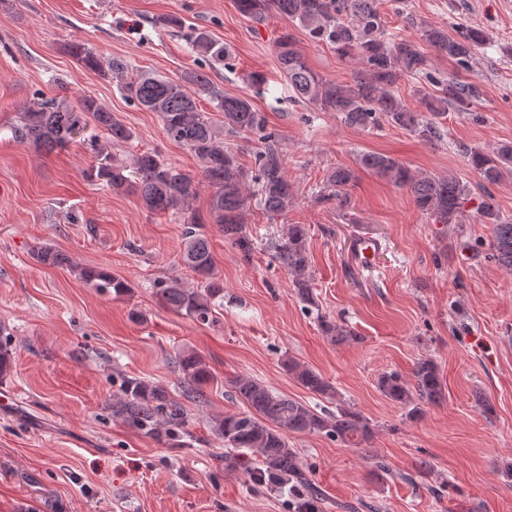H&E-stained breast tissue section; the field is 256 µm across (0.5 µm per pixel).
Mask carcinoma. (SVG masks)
Here are the masks:
<instances>
[{
    "label": "carcinoma",
    "mask_w": 512,
    "mask_h": 512,
    "mask_svg": "<svg viewBox=\"0 0 512 512\" xmlns=\"http://www.w3.org/2000/svg\"><path fill=\"white\" fill-rule=\"evenodd\" d=\"M397 9L405 13L407 24L418 27L435 56L446 59L460 70L469 67L478 48L486 41L485 32L476 27L448 29L426 25L408 10L406 0H396ZM235 9L248 21L264 25L280 18L303 29L312 41L324 44L340 59L356 63L352 81L340 82L315 71L297 47L291 34L285 33L275 42V54L281 74L295 98L322 112H337L344 122L362 130L379 127L387 121L414 134L423 141L443 137L440 119L448 111L470 112L480 101L479 86L459 75L432 71V57L415 42L393 37L387 29L378 0H233ZM157 23L179 33L209 61L229 64L230 54L224 43L191 27L175 15ZM67 52L90 71H103L102 56L80 41L67 45ZM112 77L133 104L154 112L160 118L167 138L187 148L197 158L201 177L191 176L166 162L156 152L134 156L132 176L126 168L114 163L107 144L128 142L133 130L97 98L85 96L80 111H59L53 99L39 98L21 113L19 123L12 126V138L45 152L66 148L73 140L70 130L88 117L105 135V141L91 142L97 163L86 171V177L98 181L116 193L132 192L139 196L151 213L188 215L183 236L184 263L198 277L194 288H187L176 278L156 283L163 303L176 313L200 324L210 322L214 307L224 300V282L214 274V259L206 236L201 233L204 221L195 214L192 204L200 185L211 189L208 220L219 226L224 238L245 259L253 250L243 215L250 204L245 171L228 140L243 133L257 136L261 143L256 153L254 176L257 201L273 214L288 211L294 201V188L288 181L280 135L268 128L266 119L248 97L218 94L211 91L215 109L224 114V124L216 125L209 113L198 108L188 91L195 85L210 91L206 73L192 71L179 80L154 74L129 75L127 65L118 59L109 63ZM402 76L423 84L418 91L422 112L411 110L395 95L394 86ZM471 166L487 184L497 183L503 173L512 172V143L500 145L492 152L467 149ZM361 168L374 172L406 189L414 205L438 224H455L471 189L452 176L415 173L398 159L377 152L359 156ZM357 180L355 170L336 167L327 177L334 197L347 202V192ZM476 213L483 224L493 226L492 258L512 271V222L501 218L491 194L481 198ZM273 257L294 277L296 294L309 306L315 305L313 288L306 276L310 255L307 232L302 224L288 225L287 238L272 245ZM36 260L47 266H61L69 258L61 251L44 246L37 250ZM80 278L88 285L118 297L131 292V284L99 267L80 268ZM320 327L327 336L347 339L353 332L325 318ZM180 385L185 397H205L204 386L212 377L205 359L197 353L179 357ZM284 366L297 383L313 394L328 399L338 396L336 387L320 373L293 358ZM413 382L395 374L378 378L380 391L390 400L409 407L408 415L416 417L421 403H436L444 397V386L438 365L430 358L416 362ZM235 398L246 411L226 414L213 425L214 433L224 441L228 452L224 465L240 469L254 489L288 492L287 512H324L327 497L315 482L313 471L299 452L290 447L288 435L317 433L348 448H359L373 434L369 422L358 414L340 408L334 414L318 413L305 404L273 392L263 381L247 374L228 380ZM120 397L112 412L141 434L172 448L187 446L183 407L161 386L142 378L126 376Z\"/></svg>",
    "instance_id": "1"
}]
</instances>
